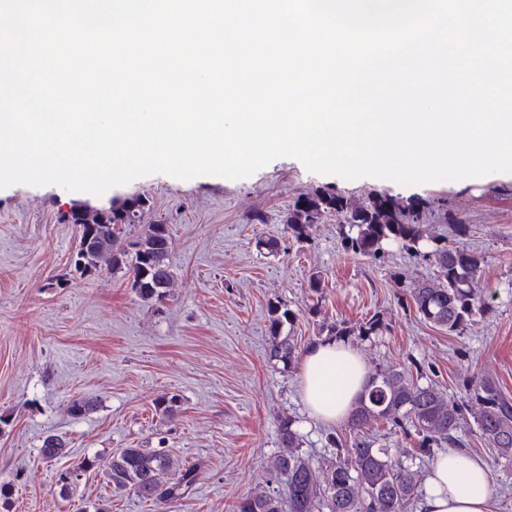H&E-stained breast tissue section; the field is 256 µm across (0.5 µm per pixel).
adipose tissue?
Instances as JSON below:
<instances>
[{"label": "adipose tissue", "instance_id": "obj_1", "mask_svg": "<svg viewBox=\"0 0 512 512\" xmlns=\"http://www.w3.org/2000/svg\"><path fill=\"white\" fill-rule=\"evenodd\" d=\"M368 382L362 356L349 344L324 339L300 358V391L310 414L322 422H346ZM487 464L451 448L430 468L421 512H492Z\"/></svg>", "mask_w": 512, "mask_h": 512}]
</instances>
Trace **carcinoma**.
Returning a JSON list of instances; mask_svg holds the SVG:
<instances>
[{
	"label": "carcinoma",
	"instance_id": "cac0c4a2",
	"mask_svg": "<svg viewBox=\"0 0 512 512\" xmlns=\"http://www.w3.org/2000/svg\"><path fill=\"white\" fill-rule=\"evenodd\" d=\"M145 206L146 200L137 198L114 204L110 210L68 214L65 221L76 226L79 239L76 271L125 268L139 296H163L173 281L169 225L149 224L138 239L123 240L125 226L139 223ZM430 208L426 201H404L381 193L353 205L335 190L319 188L294 202L284 224L292 237L302 240L310 224L332 215L348 253L383 263L389 248L396 246L422 257L433 267V274L409 291L416 312L448 334H460L476 315L487 311L472 291L485 258L460 242L427 236L423 216ZM296 319L297 313L287 307H269L270 358L286 367L300 356L295 338L283 334L284 326ZM385 329L383 318L373 314L354 325L332 324L326 327V336L343 342L352 336L369 340ZM467 415L475 424V437L492 456L512 458V396L494 379L478 377L462 398L450 401L420 369L404 365L377 373L370 377L349 417L348 431L327 436L329 446L336 449L334 462L315 466L301 452L303 435L296 420L285 418L278 428L284 451L270 466L276 487L241 496L233 512H411L423 492L420 461L435 456L438 448L465 452L471 448V439L462 434ZM376 426L414 434L418 460L389 458L387 449L376 447ZM40 452L50 461L61 458L67 443L49 436ZM104 474L113 491H129L161 504L187 498L200 481L197 466L181 464L151 448L120 449L104 464Z\"/></svg>",
	"mask_w": 512,
	"mask_h": 512
}]
</instances>
